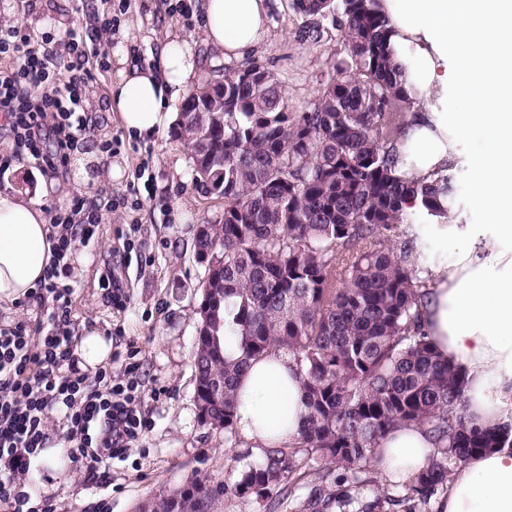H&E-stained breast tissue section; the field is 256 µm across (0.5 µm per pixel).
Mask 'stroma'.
<instances>
[{"mask_svg": "<svg viewBox=\"0 0 512 512\" xmlns=\"http://www.w3.org/2000/svg\"><path fill=\"white\" fill-rule=\"evenodd\" d=\"M199 0H95L99 12H111L116 25L113 39L129 35L130 64L156 65L162 42L170 37L189 39L200 67L197 83L224 74L212 65L196 14ZM74 0H8L0 14L34 32L52 30L71 18ZM346 48L333 18L317 21L298 14L292 0H269L267 35L261 45L234 65L252 62L274 72L291 111L309 109L321 84L333 74L331 64ZM115 69L99 79L93 104L99 121L95 137L81 142L76 158L99 155L103 140H111L112 161L120 177L97 168L94 177L72 172L64 192L82 191L97 196L102 223L97 242L81 249L74 262L73 287L77 331L114 333L134 339L143 365V385L149 396L142 411L151 428L127 457L113 461L109 487L92 488L86 471L76 470L63 456L62 447L49 449L40 472L32 477L35 491L51 494L63 512H92L96 498H109L112 512H143L154 498L195 477L231 482L247 464L260 461L262 451L244 438L226 441L223 430L202 426L194 403V358L200 303L197 289L205 273L194 250L197 228L224 221V201L205 194L192 176L187 151L172 138L171 130L140 140L128 137L112 119L109 91ZM456 163L451 174L460 196L449 221L453 230L438 224H416L412 230L419 247L443 266L455 264L464 237H472L498 250L512 248V240L499 237L490 216L474 202L473 170L480 154L476 135L464 134L455 143ZM49 180L30 159L12 161L0 170V188L9 186L43 205L58 203L60 195L47 189ZM116 208H109V201ZM117 274L128 297L125 312L113 310L98 286L103 268ZM159 398H151L152 390Z\"/></svg>", "mask_w": 512, "mask_h": 512, "instance_id": "obj_1", "label": "stroma"}]
</instances>
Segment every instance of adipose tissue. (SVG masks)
I'll return each mask as SVG.
<instances>
[{
    "mask_svg": "<svg viewBox=\"0 0 512 512\" xmlns=\"http://www.w3.org/2000/svg\"><path fill=\"white\" fill-rule=\"evenodd\" d=\"M390 42L416 104L404 142L407 168L429 176L455 155L457 137L476 129L486 149L474 168V197L496 232L512 237V0H380ZM267 0H202L198 22L216 61L240 57L261 43ZM111 110L131 135L150 137L175 121L172 102L195 78L199 63L189 42H169L159 63H128L115 52ZM456 88L469 107L449 121L434 99ZM49 218L39 200L0 191V302L27 298L52 253ZM436 283L424 324L435 350L465 373L466 415L494 427L512 414V251L465 238L453 266L433 271ZM306 414L300 376L276 351L251 361L240 379L236 424L244 438L267 447L298 436ZM436 451L415 426L393 430L376 465L397 482L413 481ZM441 512H512V448L470 457L455 473Z\"/></svg>",
    "mask_w": 512,
    "mask_h": 512,
    "instance_id": "1",
    "label": "adipose tissue"
}]
</instances>
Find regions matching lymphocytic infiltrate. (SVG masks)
Segmentation results:
<instances>
[{
	"label": "lymphocytic infiltrate",
	"mask_w": 512,
	"mask_h": 512,
	"mask_svg": "<svg viewBox=\"0 0 512 512\" xmlns=\"http://www.w3.org/2000/svg\"><path fill=\"white\" fill-rule=\"evenodd\" d=\"M112 33L106 13L84 28L73 23L38 35L0 20V129L10 139L0 169L16 157L48 173L68 169L80 138L97 126L90 93L105 70ZM99 227L92 197L72 193L56 205L49 226L54 255L31 293L37 309L0 319V512H61L53 497L30 490L55 441H63L71 463L108 470L150 429L133 343L92 372L75 352L72 261Z\"/></svg>",
	"instance_id": "lymphocytic-infiltrate-1"
}]
</instances>
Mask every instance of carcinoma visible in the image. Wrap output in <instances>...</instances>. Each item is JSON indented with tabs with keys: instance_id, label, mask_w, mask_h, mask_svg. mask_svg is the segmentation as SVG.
<instances>
[{
	"instance_id": "cac0c4a2",
	"label": "carcinoma",
	"mask_w": 512,
	"mask_h": 512,
	"mask_svg": "<svg viewBox=\"0 0 512 512\" xmlns=\"http://www.w3.org/2000/svg\"><path fill=\"white\" fill-rule=\"evenodd\" d=\"M308 17L336 18L348 47L332 63L313 107L290 111L277 77L248 64L224 68L184 100L172 138L194 179L224 199V223L195 237L196 254L224 265L200 281L193 346L196 400L210 427L236 437L237 384L249 362L284 350L301 375L308 413L299 435L264 450L234 483L194 477L148 504L149 512H210L229 493L278 512L296 479L323 498L360 495L355 476L335 491L331 466L373 463L401 426L426 430L436 454L400 499L372 508L406 512L450 481L474 454L512 446V424L478 428L466 417L465 374L433 349L422 327L428 256L412 225L446 224L458 187L448 173L411 176L402 133L414 99L393 63L379 0H294ZM224 111L197 112L216 84Z\"/></svg>"
}]
</instances>
